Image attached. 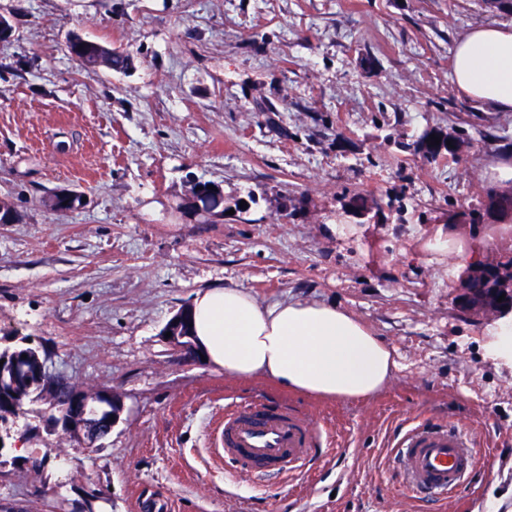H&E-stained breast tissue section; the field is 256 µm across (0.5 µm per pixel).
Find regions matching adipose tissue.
<instances>
[{"label":"adipose tissue","instance_id":"adipose-tissue-1","mask_svg":"<svg viewBox=\"0 0 512 512\" xmlns=\"http://www.w3.org/2000/svg\"><path fill=\"white\" fill-rule=\"evenodd\" d=\"M460 96L512 112V26L488 24L455 42ZM193 341L228 378L259 376L288 394L325 401L367 399L394 377L389 346L360 318L311 301L260 304L227 285L196 294Z\"/></svg>","mask_w":512,"mask_h":512}]
</instances>
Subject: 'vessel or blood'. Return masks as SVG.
<instances>
[{"instance_id": "b4317fda", "label": "vessel or blood", "mask_w": 512, "mask_h": 512, "mask_svg": "<svg viewBox=\"0 0 512 512\" xmlns=\"http://www.w3.org/2000/svg\"><path fill=\"white\" fill-rule=\"evenodd\" d=\"M210 436L216 458L235 474L251 476L288 475L305 467L322 434L303 412L249 403L226 406ZM394 461L406 490L435 498L457 490L475 467L467 436L437 423L406 429L396 444Z\"/></svg>"}]
</instances>
